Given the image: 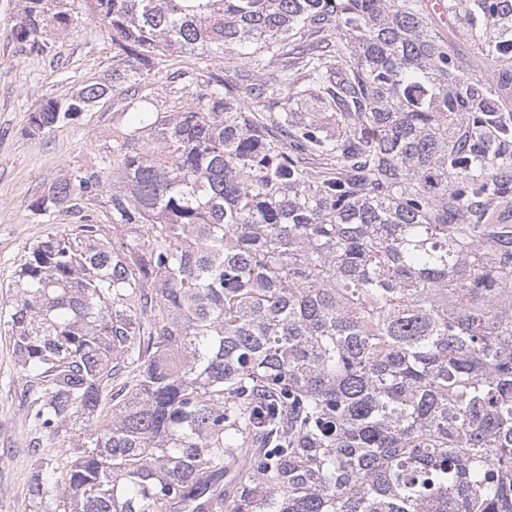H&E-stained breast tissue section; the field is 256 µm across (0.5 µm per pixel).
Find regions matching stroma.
Returning <instances> with one entry per match:
<instances>
[{
    "mask_svg": "<svg viewBox=\"0 0 512 512\" xmlns=\"http://www.w3.org/2000/svg\"><path fill=\"white\" fill-rule=\"evenodd\" d=\"M19 0H0V512H32L28 494L35 459L19 393L26 377L15 361L8 337L9 286L30 246L47 235L71 231L74 219L64 212L43 218L34 202L68 170L87 166L112 144V130L127 126L117 97H107L72 122L41 136L28 133L29 114L49 99L70 98L86 83L112 70V41L83 0L76 26L52 36L44 54L24 52L11 36ZM199 60L164 57L152 78L166 88L179 68H198ZM190 102L186 89L159 97L169 110Z\"/></svg>",
    "mask_w": 512,
    "mask_h": 512,
    "instance_id": "1",
    "label": "stroma"
}]
</instances>
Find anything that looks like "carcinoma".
I'll list each match as a JSON object with an SVG mask.
<instances>
[{"label": "carcinoma", "mask_w": 512, "mask_h": 512, "mask_svg": "<svg viewBox=\"0 0 512 512\" xmlns=\"http://www.w3.org/2000/svg\"><path fill=\"white\" fill-rule=\"evenodd\" d=\"M50 49L76 0H20ZM109 82L30 113L46 133L118 86L133 126L33 204L8 324L35 512H512V0H95ZM192 103L149 105L160 56ZM313 90L329 110L297 112ZM109 194L107 223L91 215ZM237 465L229 478L230 461ZM227 57L228 56H225L224 58V55L219 53L203 60H197L195 57L189 56L178 58L174 56L160 57L161 59L157 60L158 63L156 62L155 68L152 71V78L159 86L164 89L167 88V94L165 95L164 93L162 97H158L157 101L153 102L154 105L157 109L166 111L173 109L172 107L174 105L177 107H187V105L191 103L189 94L187 93L188 90L183 89L184 84L174 83L169 85L170 74L178 68L195 69L199 66L203 67L204 62H206L209 65V70H214L222 75H224V68L225 72L229 75L234 74L235 71L239 73L248 69V65L239 57H233L231 59H227ZM169 86H175L177 89H174L173 93H169ZM174 91H177V93H174Z\"/></svg>", "instance_id": "carcinoma-1"}]
</instances>
